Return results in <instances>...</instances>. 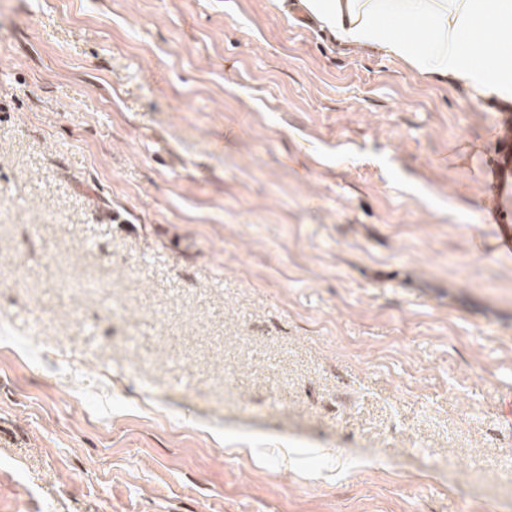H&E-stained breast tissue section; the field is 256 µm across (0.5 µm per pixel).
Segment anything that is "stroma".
Listing matches in <instances>:
<instances>
[{
	"instance_id": "35a3bbf8",
	"label": "stroma",
	"mask_w": 512,
	"mask_h": 512,
	"mask_svg": "<svg viewBox=\"0 0 512 512\" xmlns=\"http://www.w3.org/2000/svg\"><path fill=\"white\" fill-rule=\"evenodd\" d=\"M509 122L275 0H0V512H512Z\"/></svg>"
}]
</instances>
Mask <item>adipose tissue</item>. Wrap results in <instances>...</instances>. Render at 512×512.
I'll return each mask as SVG.
<instances>
[{"label": "adipose tissue", "instance_id": "1", "mask_svg": "<svg viewBox=\"0 0 512 512\" xmlns=\"http://www.w3.org/2000/svg\"><path fill=\"white\" fill-rule=\"evenodd\" d=\"M347 49L400 61L470 102L512 103V0H294Z\"/></svg>", "mask_w": 512, "mask_h": 512}]
</instances>
